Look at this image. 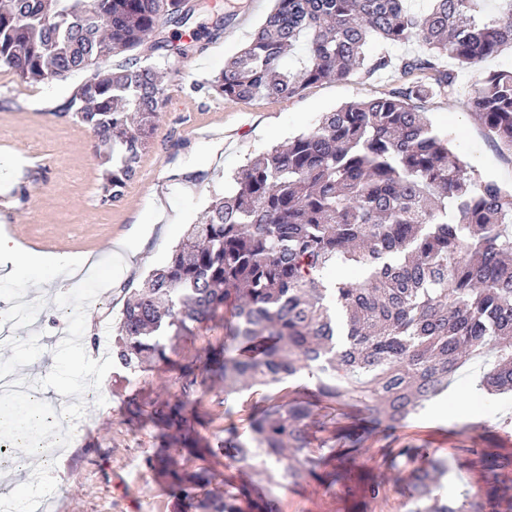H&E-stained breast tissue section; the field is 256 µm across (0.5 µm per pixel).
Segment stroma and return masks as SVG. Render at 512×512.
Segmentation results:
<instances>
[{
  "label": "stroma",
  "mask_w": 512,
  "mask_h": 512,
  "mask_svg": "<svg viewBox=\"0 0 512 512\" xmlns=\"http://www.w3.org/2000/svg\"><path fill=\"white\" fill-rule=\"evenodd\" d=\"M189 4L185 25L160 26L142 47L166 67L164 92L139 174L116 204L98 201L93 132L55 114L82 75L20 84L0 68V226H10L12 237L28 242L31 250L88 253L97 260L95 269L69 282L63 293L46 298L39 320L14 316L12 340L0 347V371L33 375V388L44 393L57 417L56 433L69 441L51 453L64 480L43 484L38 492L53 512H176L167 483L145 464L161 448L160 433L149 422L128 420L123 398L133 392L149 402L162 393L176 394L172 362L203 356L208 346L223 341L224 319L200 325L169 351L168 362L124 382L117 381L112 360L99 358V350H111L123 307L149 272L164 264L188 225L223 195L225 177L266 148L314 127L323 113L378 96L401 80L400 71L392 69L365 83L327 80L290 99L258 97L247 103L208 93V80L246 47L274 2ZM166 40L187 45L186 60L170 57L162 46ZM476 77L473 71L458 72L455 96L426 100L423 107L433 126L450 134L459 156L483 177L510 186L512 155L486 139L469 110ZM33 174L38 180L32 184ZM22 182L29 195L20 204L13 191ZM138 225L153 232L140 260L128 267L114 255L112 243L133 239ZM48 324L68 326L71 336L58 343L56 369L43 374ZM87 333L97 336L98 350L83 351L79 338ZM487 370L482 360H467L447 390L393 428L355 402L337 406L327 432L316 434L312 447L348 449L345 434L352 425L362 443L337 465L336 482H329L321 467L305 482L279 487L281 512H413L414 502L403 489L412 464L395 454L404 447L427 449L430 461L447 467L438 493L454 503L483 494L489 468L498 466L496 512H512V394L480 389ZM275 392L272 386H253L228 397L219 383L207 382L200 434L208 439L231 425L248 438L252 407ZM368 476L384 483L382 500L371 499Z\"/></svg>",
  "instance_id": "stroma-1"
}]
</instances>
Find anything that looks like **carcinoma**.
I'll list each match as a JSON object with an SVG mask.
<instances>
[{
	"label": "carcinoma",
	"instance_id": "obj_1",
	"mask_svg": "<svg viewBox=\"0 0 512 512\" xmlns=\"http://www.w3.org/2000/svg\"><path fill=\"white\" fill-rule=\"evenodd\" d=\"M187 0H5L0 66L23 83L90 76L56 112L93 131L98 196L120 201L158 117V67L138 50L160 23H186ZM413 42L405 81L327 112L306 132L248 160L233 186L189 225L166 264L128 302L112 361L130 373L168 361L195 325L230 309L224 343L175 366L179 395L130 418L168 432L173 453L146 465L167 476L181 512H280L273 480L216 492L214 460L299 482L315 473L310 438L326 431L317 398H349L391 423L448 386L464 358L494 354L481 386L512 390V186L484 178L451 148L418 103L451 96L456 74L512 48V0H275L241 53L209 84L237 102L292 98L332 78L368 81L392 66L385 47ZM124 56L103 70L100 63ZM485 136L512 153V69L481 74L469 100ZM306 376V397L278 392L250 417L199 443L206 379L224 399L244 385ZM442 468L412 469L416 512H483L436 495Z\"/></svg>",
	"mask_w": 512,
	"mask_h": 512
}]
</instances>
